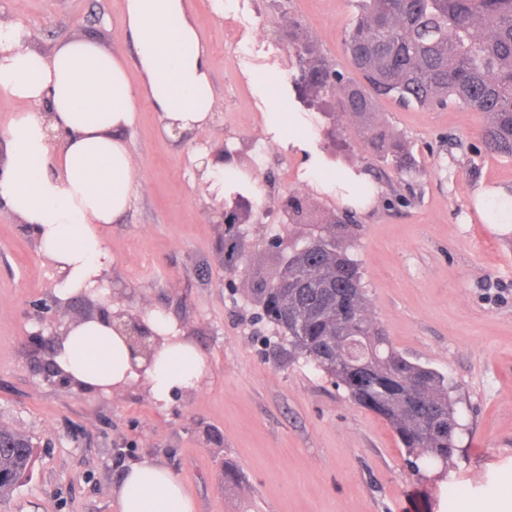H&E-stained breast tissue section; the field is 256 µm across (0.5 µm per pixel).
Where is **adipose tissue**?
<instances>
[{"instance_id": "1", "label": "adipose tissue", "mask_w": 512, "mask_h": 512, "mask_svg": "<svg viewBox=\"0 0 512 512\" xmlns=\"http://www.w3.org/2000/svg\"><path fill=\"white\" fill-rule=\"evenodd\" d=\"M124 18L130 61L89 37L44 50L23 27L0 23V94L24 105L0 132V205L58 269L63 301L100 287L112 266L99 228L119 222L139 185L126 140L139 103L152 106L169 137L209 124L218 107L189 0H124ZM142 322L162 338L145 373L100 318L72 326L54 361L73 388L90 393L142 379L165 403L193 389L206 368L196 344L158 312ZM113 495L116 512H195L183 484L150 461L131 465Z\"/></svg>"}]
</instances>
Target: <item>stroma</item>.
<instances>
[{
    "label": "stroma",
    "instance_id": "obj_1",
    "mask_svg": "<svg viewBox=\"0 0 512 512\" xmlns=\"http://www.w3.org/2000/svg\"><path fill=\"white\" fill-rule=\"evenodd\" d=\"M219 109L191 140L157 133L158 114L140 104L128 133L142 185L119 223L102 233L112 252L113 301L131 313L157 311L187 333L206 369L196 387L159 407L145 385L92 394L32 371L34 301L56 294L61 275L23 224L0 206V426L34 443V465L0 512H116L112 492L125 469L153 460L194 498L197 512H483L505 493L512 512V224L486 223L479 188L512 191V158L487 152L483 113L455 105L405 108L379 103L372 122L403 140L417 174L404 183L376 161L361 121L321 108L296 87L295 46L312 41L333 69L362 76L345 52L357 0H189ZM0 21L22 25L47 49L92 37L132 57L123 37V0H0ZM275 77L274 95L258 85ZM298 113L316 133L319 155L334 151L348 170L368 171L379 191L348 228L368 312L392 346L447 375L463 429L450 478L412 471L390 424L355 404L287 338L256 323L257 282L284 253L269 239H304L344 213L335 193L303 176V156L273 138L266 117ZM235 153L241 194L252 200L243 225L248 258L232 265L219 205L193 155ZM295 195L307 221L284 226L265 207Z\"/></svg>",
    "mask_w": 512,
    "mask_h": 512
}]
</instances>
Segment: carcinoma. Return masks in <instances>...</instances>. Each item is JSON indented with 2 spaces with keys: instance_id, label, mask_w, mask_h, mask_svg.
<instances>
[{
  "instance_id": "obj_1",
  "label": "carcinoma",
  "mask_w": 512,
  "mask_h": 512,
  "mask_svg": "<svg viewBox=\"0 0 512 512\" xmlns=\"http://www.w3.org/2000/svg\"><path fill=\"white\" fill-rule=\"evenodd\" d=\"M345 41L359 84L336 73L332 95L341 112L367 124L365 142L401 175L416 166L410 151L369 124L381 98L410 106L449 104L486 115V150L512 157V0H360ZM300 72L321 89L331 66L311 42L295 54ZM347 225L332 224L295 248L280 288H255L263 318L288 338L294 353L334 378L354 403L382 416L414 458L448 477L457 400L448 377L413 363L390 346L367 314L358 263L347 253ZM0 447V497L32 469L34 448Z\"/></svg>"
}]
</instances>
